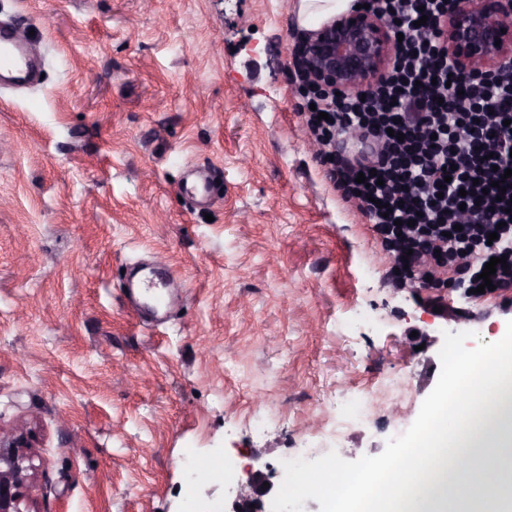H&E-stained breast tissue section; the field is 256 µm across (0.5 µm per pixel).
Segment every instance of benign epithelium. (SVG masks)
I'll return each mask as SVG.
<instances>
[{"label":"benign epithelium","mask_w":512,"mask_h":512,"mask_svg":"<svg viewBox=\"0 0 512 512\" xmlns=\"http://www.w3.org/2000/svg\"><path fill=\"white\" fill-rule=\"evenodd\" d=\"M434 28L458 73L512 78L506 66L512 61V0H455L452 11ZM397 50L387 24L376 13L352 7L301 33L293 59L310 81L356 93L384 75ZM31 447L22 434L0 435V512H24L21 504L33 480ZM267 481L269 475L260 470L248 472V479L238 484L232 512H268L262 500Z\"/></svg>","instance_id":"7a95c632"}]
</instances>
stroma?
Masks as SVG:
<instances>
[{
	"mask_svg": "<svg viewBox=\"0 0 512 512\" xmlns=\"http://www.w3.org/2000/svg\"><path fill=\"white\" fill-rule=\"evenodd\" d=\"M301 4L0 0L43 73L0 86V433L33 439L32 512H185L189 492L230 512L249 469L277 489L302 449L379 455L440 374L415 330H458L435 306L488 340L512 320L494 295L392 287L298 113ZM190 166L219 178L208 208ZM156 259L177 276L161 324L123 295ZM364 392L370 419L324 441ZM189 452L226 473L188 481Z\"/></svg>",
	"mask_w": 512,
	"mask_h": 512,
	"instance_id": "stroma-1",
	"label": "stroma"
}]
</instances>
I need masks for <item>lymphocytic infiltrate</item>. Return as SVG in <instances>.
Returning a JSON list of instances; mask_svg holds the SVG:
<instances>
[{
  "label": "lymphocytic infiltrate",
  "mask_w": 512,
  "mask_h": 512,
  "mask_svg": "<svg viewBox=\"0 0 512 512\" xmlns=\"http://www.w3.org/2000/svg\"><path fill=\"white\" fill-rule=\"evenodd\" d=\"M365 2L403 36L383 78L365 94L335 97L294 75L328 178L381 237L397 284L467 292L490 258L502 257L491 281L512 290V177L503 175L512 170V79L476 74L464 94L450 93L453 68L433 24L454 0ZM353 134L366 156L336 152Z\"/></svg>",
  "instance_id": "lymphocytic-infiltrate-1"
}]
</instances>
